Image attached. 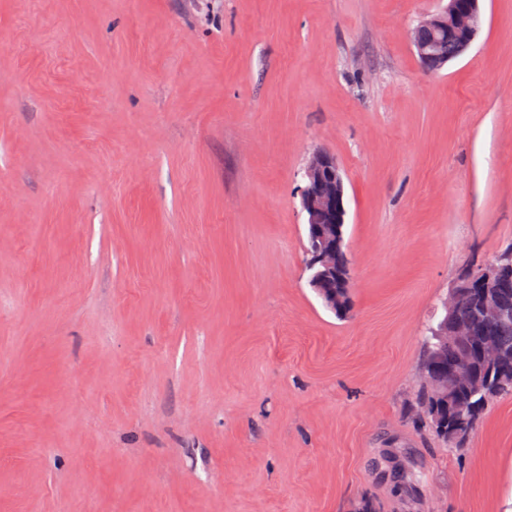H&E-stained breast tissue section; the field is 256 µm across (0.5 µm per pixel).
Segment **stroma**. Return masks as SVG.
<instances>
[{
  "label": "stroma",
  "mask_w": 512,
  "mask_h": 512,
  "mask_svg": "<svg viewBox=\"0 0 512 512\" xmlns=\"http://www.w3.org/2000/svg\"><path fill=\"white\" fill-rule=\"evenodd\" d=\"M0 0V512H512V396L408 414L512 243V0ZM333 155L351 310L307 284ZM448 8L441 13H433L418 27H434L448 35L463 31L466 37L461 51L467 50L476 39L478 0H448ZM459 351L457 347L450 345L445 349L437 336L428 335L422 364L423 370L427 368L434 358L442 357L444 364L450 363ZM447 383L446 379H433L428 374H422V381L416 396L417 416L430 424L438 437L456 448L466 445L467 437L472 433L482 412L495 398L503 395H512V378L506 388L497 391L481 387L473 391H461L460 400L466 407L474 408L471 417L465 426H456L452 421L448 422V407L441 409L440 393Z\"/></svg>",
  "instance_id": "obj_1"
}]
</instances>
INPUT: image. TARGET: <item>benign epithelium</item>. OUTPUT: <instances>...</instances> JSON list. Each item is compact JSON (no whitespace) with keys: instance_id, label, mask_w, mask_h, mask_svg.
<instances>
[{"instance_id":"7a95c632","label":"benign epithelium","mask_w":512,"mask_h":512,"mask_svg":"<svg viewBox=\"0 0 512 512\" xmlns=\"http://www.w3.org/2000/svg\"><path fill=\"white\" fill-rule=\"evenodd\" d=\"M478 0H448V8L433 13L421 26L434 27L447 34L457 31L466 33L462 50H467L476 39ZM415 52L428 73L441 67L438 45L413 42ZM302 210L306 214V238L311 248L306 251L305 272L307 284L315 292L336 296V286L351 287L349 259H343L341 270H336V225H345L347 209L342 173L336 159L327 153L316 154L304 172V186L300 190ZM506 281L505 269L494 263L469 273L464 283L458 285L444 306L445 315L437 323L435 333L454 343L474 334L468 320L458 315L465 298L475 299L485 315V323L498 324L512 317V304L502 296ZM484 362L493 366L499 362L504 349L487 337L479 347ZM453 385L468 386L470 370L464 363L443 367Z\"/></svg>"}]
</instances>
